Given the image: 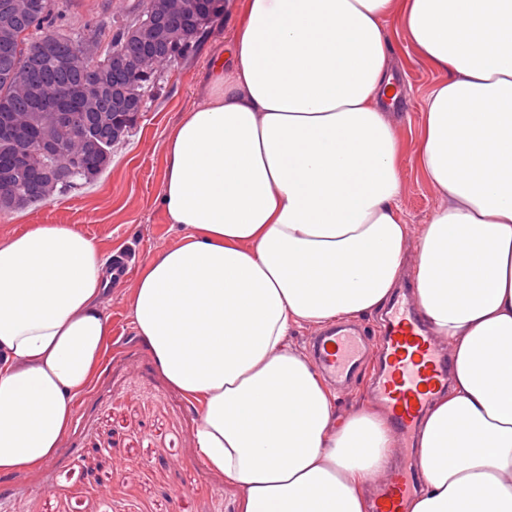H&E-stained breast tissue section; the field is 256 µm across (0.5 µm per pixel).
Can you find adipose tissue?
<instances>
[{"mask_svg":"<svg viewBox=\"0 0 512 512\" xmlns=\"http://www.w3.org/2000/svg\"><path fill=\"white\" fill-rule=\"evenodd\" d=\"M208 100L167 134L158 202L182 225L132 293L138 336L198 405L202 462L238 512H372L401 441L290 338L383 309L404 274L452 378L420 418L405 512H512V0H231ZM443 79L413 159L441 197L400 206L388 26ZM94 240L0 244V477L41 467L110 334Z\"/></svg>","mask_w":512,"mask_h":512,"instance_id":"adipose-tissue-1","label":"adipose tissue"}]
</instances>
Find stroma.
Here are the masks:
<instances>
[{
	"instance_id": "stroma-1",
	"label": "stroma",
	"mask_w": 512,
	"mask_h": 512,
	"mask_svg": "<svg viewBox=\"0 0 512 512\" xmlns=\"http://www.w3.org/2000/svg\"><path fill=\"white\" fill-rule=\"evenodd\" d=\"M138 0H71L68 23L80 32L110 28ZM231 13L208 24L197 56L164 66V79L138 127L113 148L112 162L89 187L54 193L51 201L0 213V243L34 224H66L87 235L103 255L124 260L125 277L109 285L102 306L111 334L100 370L79 398L55 455L33 471L0 478V512H237L238 491L207 469L195 448L198 417L169 385L141 341L130 314L139 268L178 244L180 225L157 203L170 128L201 104L202 76L224 49ZM400 98L389 118L405 141L416 138L425 100L439 76L395 40ZM400 205L408 223L424 224L440 196L405 159Z\"/></svg>"
}]
</instances>
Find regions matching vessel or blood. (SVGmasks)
<instances>
[{"label":"vessel or blood","instance_id":"vessel-or-blood-1","mask_svg":"<svg viewBox=\"0 0 512 512\" xmlns=\"http://www.w3.org/2000/svg\"><path fill=\"white\" fill-rule=\"evenodd\" d=\"M383 333L373 390L396 430L406 438L414 432L428 400L427 388L447 384L448 358L405 298L390 305ZM310 352L331 381L343 384L358 373L365 349L360 330L337 324L314 338ZM419 479L413 471L395 470L375 496V512H402L405 498Z\"/></svg>","mask_w":512,"mask_h":512}]
</instances>
